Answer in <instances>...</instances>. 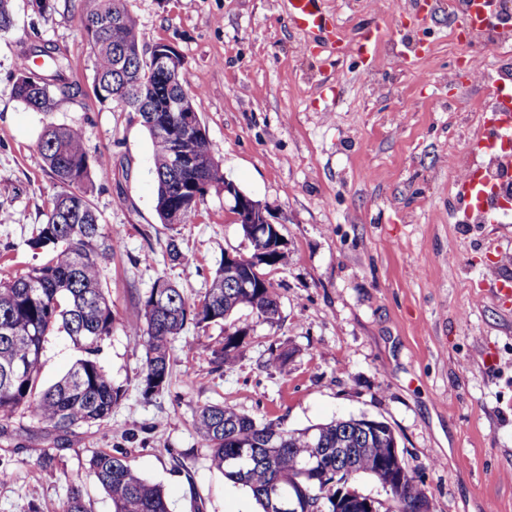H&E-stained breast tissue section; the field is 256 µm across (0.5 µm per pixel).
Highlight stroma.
I'll use <instances>...</instances> for the list:
<instances>
[{
  "mask_svg": "<svg viewBox=\"0 0 512 512\" xmlns=\"http://www.w3.org/2000/svg\"><path fill=\"white\" fill-rule=\"evenodd\" d=\"M39 12L14 0L0 33V279L45 263L31 242L58 187L36 144L50 123L81 128L90 156L109 159L90 199L117 245L102 277L116 318L99 362L126 395L107 425L65 440L38 437L30 418L0 433V512H42L81 486L92 512L112 504L87 470L97 450L126 456L160 484L171 512H259L251 493L214 468L193 428L196 410L221 403L256 421L300 430L365 415L395 430L408 469L433 512H512V219L467 223L452 187L453 155L480 130L488 93L449 40L453 0H321L343 37L380 25L371 65L354 50L315 47L293 27L288 0H125L145 45H171L225 176L258 201L288 250L270 279L280 320L249 309L232 317L249 346L229 368L210 363L223 324L187 329L173 343L170 385L140 391L145 350L135 329L140 301L158 277L189 301L204 295L226 254L248 256L223 192L209 191L191 223L176 229L155 211L153 146L135 113L99 102L81 18L88 0H51ZM55 43L81 96L33 112L11 93L22 46ZM423 43L416 68L403 42ZM183 253L170 261L169 238ZM289 351L283 369L271 354ZM82 353L47 337L41 379L57 381ZM51 449V467L37 465Z\"/></svg>",
  "mask_w": 512,
  "mask_h": 512,
  "instance_id": "stroma-1",
  "label": "stroma"
}]
</instances>
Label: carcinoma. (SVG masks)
<instances>
[{
	"instance_id": "obj_1",
	"label": "carcinoma",
	"mask_w": 512,
	"mask_h": 512,
	"mask_svg": "<svg viewBox=\"0 0 512 512\" xmlns=\"http://www.w3.org/2000/svg\"><path fill=\"white\" fill-rule=\"evenodd\" d=\"M82 25L85 33H93L96 98L136 113L151 138L160 222L189 223L209 190L229 183L197 115V95L184 87L180 74L156 64L154 48L142 45L123 0H98L84 14ZM33 57L43 59V80L32 84L17 77L12 85L13 97L26 108L51 112L57 98L83 93L69 80L67 56L49 42L22 51L17 74L28 70ZM187 110L194 113L198 133L180 142V149L195 165L178 173L171 167L173 142L161 130ZM37 148L61 191L32 241L35 248H51V257L23 276L0 281V422L8 424L21 410L43 428L66 435L83 426H101L125 396L97 359L115 325L102 263L112 258L116 245L87 186L110 163L102 156L91 158L82 131L66 124L43 127ZM242 306L269 323L278 314L274 288L257 283L241 288L224 277L222 266L193 303L173 282L157 278L141 300L145 327L140 335L146 349L142 397L150 400L167 388L171 343L189 324L205 328L226 322L224 343L210 351V362L218 368L235 363L248 345L247 334L228 319ZM61 333L85 356L43 387L44 342ZM194 427L210 450L212 465L248 489L262 512H276L268 495L276 485L292 493L300 512H348L356 480L364 475L385 480L391 469L397 477L391 480L387 500L377 503L378 512H430L431 498L404 459L395 466L387 463L382 474L374 469L377 460L391 455L390 442L396 438L386 421H379L376 432L364 416L315 425L311 430L320 439L316 449L306 429L260 423L222 403L201 406ZM88 466L111 498L112 512H170L162 486L147 481L125 457L102 450L89 457ZM56 512H89L81 487L71 486Z\"/></svg>"
}]
</instances>
